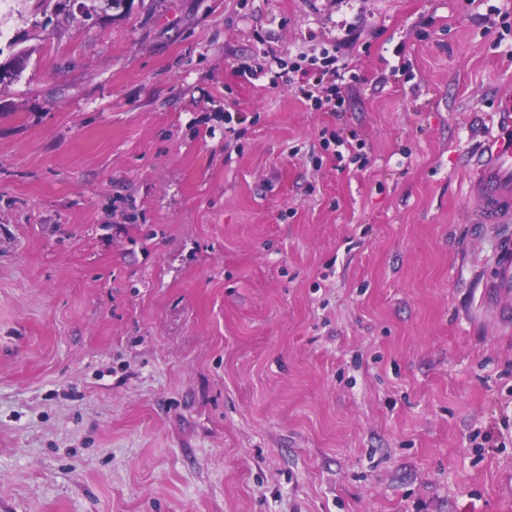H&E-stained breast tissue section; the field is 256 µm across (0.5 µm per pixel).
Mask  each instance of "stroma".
<instances>
[{"mask_svg":"<svg viewBox=\"0 0 512 512\" xmlns=\"http://www.w3.org/2000/svg\"><path fill=\"white\" fill-rule=\"evenodd\" d=\"M5 27L0 512H512L502 228L468 193L512 0H26ZM336 47L338 110L238 75ZM487 288L500 300L512 295V236L507 233L500 237L497 259Z\"/></svg>","mask_w":512,"mask_h":512,"instance_id":"1","label":"stroma"}]
</instances>
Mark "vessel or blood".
<instances>
[{"label":"vessel or blood","mask_w":512,"mask_h":512,"mask_svg":"<svg viewBox=\"0 0 512 512\" xmlns=\"http://www.w3.org/2000/svg\"><path fill=\"white\" fill-rule=\"evenodd\" d=\"M470 191L480 200L483 224L512 222V136L493 139L478 163ZM493 296H512V236L502 235L492 275L487 283Z\"/></svg>","instance_id":"b4317fda"}]
</instances>
